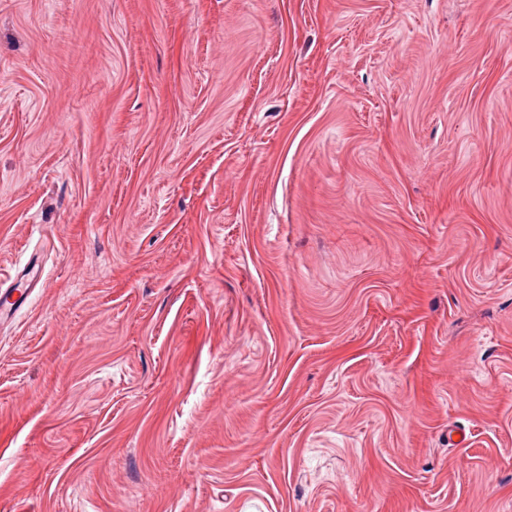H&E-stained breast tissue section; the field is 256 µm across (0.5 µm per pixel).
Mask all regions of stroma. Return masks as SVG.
Returning <instances> with one entry per match:
<instances>
[{"label": "stroma", "mask_w": 512, "mask_h": 512, "mask_svg": "<svg viewBox=\"0 0 512 512\" xmlns=\"http://www.w3.org/2000/svg\"><path fill=\"white\" fill-rule=\"evenodd\" d=\"M31 260L0 512H512V0H0Z\"/></svg>", "instance_id": "35a3bbf8"}]
</instances>
